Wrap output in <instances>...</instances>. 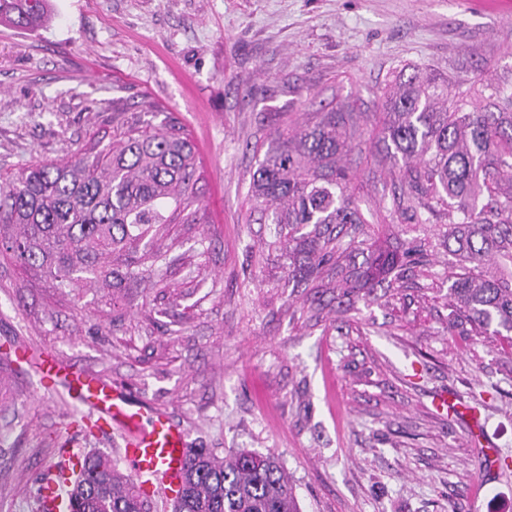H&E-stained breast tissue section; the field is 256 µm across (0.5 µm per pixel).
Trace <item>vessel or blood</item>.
Returning <instances> with one entry per match:
<instances>
[{"mask_svg": "<svg viewBox=\"0 0 512 512\" xmlns=\"http://www.w3.org/2000/svg\"><path fill=\"white\" fill-rule=\"evenodd\" d=\"M16 363L28 364L46 395L67 399L77 414L93 422L96 434L111 438L117 455L152 501L165 505L179 498L190 443L185 428L165 411L136 399L117 383L61 361L54 351L17 344ZM79 452L67 448L40 479L38 512H68L62 474L76 467Z\"/></svg>", "mask_w": 512, "mask_h": 512, "instance_id": "1", "label": "vessel or blood"}]
</instances>
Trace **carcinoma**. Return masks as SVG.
<instances>
[{
    "label": "carcinoma",
    "instance_id": "obj_1",
    "mask_svg": "<svg viewBox=\"0 0 512 512\" xmlns=\"http://www.w3.org/2000/svg\"><path fill=\"white\" fill-rule=\"evenodd\" d=\"M49 14L50 0H0V23L20 29L41 26ZM479 82L469 101L448 77L415 67L386 86L374 111L382 113L387 153L402 161L401 193L389 217L410 209L421 223L448 219L443 245L459 262L451 306L478 335L502 336L512 334V273L487 276L483 267H512V92ZM357 109L353 101L329 103L313 126L277 130L249 184L251 200L275 225L272 244L301 257L288 275L306 279L331 265L341 297L405 274L400 258L383 251L357 267L353 254L362 243L345 244L337 231L362 223L341 165L349 150L344 115ZM96 147L0 174V252L61 290L116 288L130 279L149 289L175 287L158 275L167 253L156 242L171 224L198 223L192 206L201 161L189 133L173 121L159 129L134 124L112 130V142ZM83 459L68 481L70 512H151L137 482L109 455L94 450ZM173 512L300 510L274 455L238 449L221 457L192 448Z\"/></svg>",
    "mask_w": 512,
    "mask_h": 512
}]
</instances>
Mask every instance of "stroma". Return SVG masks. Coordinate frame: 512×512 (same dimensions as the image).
Listing matches in <instances>:
<instances>
[{
  "mask_svg": "<svg viewBox=\"0 0 512 512\" xmlns=\"http://www.w3.org/2000/svg\"><path fill=\"white\" fill-rule=\"evenodd\" d=\"M47 28L0 24V171L70 156L113 128L184 125L202 161L199 223L165 240L173 290L125 281L61 294L0 260V345L22 339L168 410L193 447L274 454L301 512H512V342L449 329L447 219L392 224L399 167L373 104L400 72L512 88V13L488 0H52ZM347 114L356 240L401 253L408 285L341 303L289 280L252 220L256 152L275 131ZM445 391L479 405L506 466L485 471ZM61 402L0 354V512H36V481L72 433Z\"/></svg>",
  "mask_w": 512,
  "mask_h": 512,
  "instance_id": "1",
  "label": "stroma"
}]
</instances>
